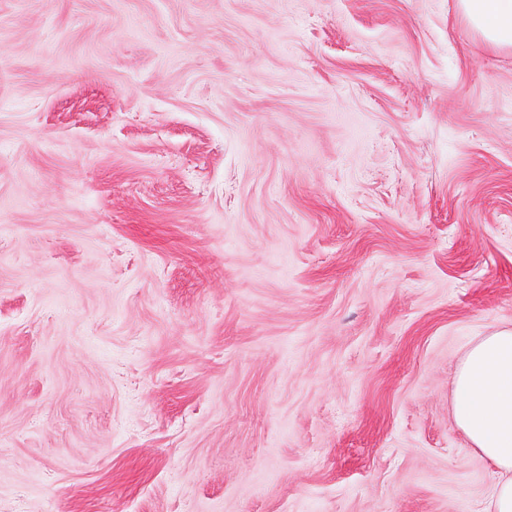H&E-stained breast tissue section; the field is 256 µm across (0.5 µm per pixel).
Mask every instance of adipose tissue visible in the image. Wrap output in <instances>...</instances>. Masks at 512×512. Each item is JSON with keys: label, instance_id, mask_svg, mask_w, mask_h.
<instances>
[{"label": "adipose tissue", "instance_id": "ef3b65f1", "mask_svg": "<svg viewBox=\"0 0 512 512\" xmlns=\"http://www.w3.org/2000/svg\"><path fill=\"white\" fill-rule=\"evenodd\" d=\"M489 44L512 46V0H459ZM453 418L472 448L494 464L493 512H512V329L480 338L457 368Z\"/></svg>", "mask_w": 512, "mask_h": 512}]
</instances>
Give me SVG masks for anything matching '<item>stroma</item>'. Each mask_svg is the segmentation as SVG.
Returning <instances> with one entry per match:
<instances>
[{"label": "stroma", "instance_id": "35a3bbf8", "mask_svg": "<svg viewBox=\"0 0 512 512\" xmlns=\"http://www.w3.org/2000/svg\"><path fill=\"white\" fill-rule=\"evenodd\" d=\"M512 47L458 0H0V512H492ZM453 396L457 428L497 468L493 512H512V329L470 347L457 368Z\"/></svg>", "mask_w": 512, "mask_h": 512}]
</instances>
